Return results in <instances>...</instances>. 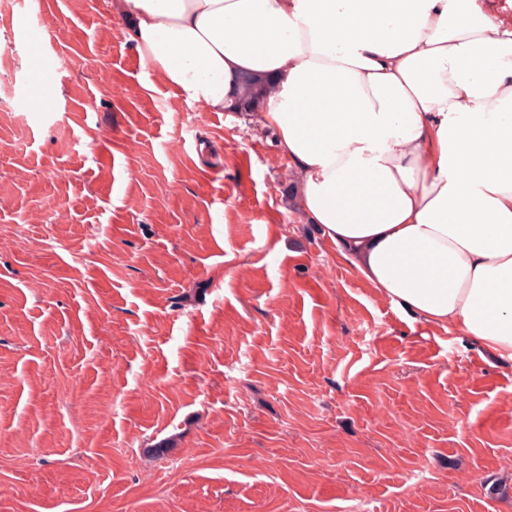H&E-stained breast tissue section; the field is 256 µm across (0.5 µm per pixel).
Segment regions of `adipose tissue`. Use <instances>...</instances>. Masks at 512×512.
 Masks as SVG:
<instances>
[{
    "label": "adipose tissue",
    "mask_w": 512,
    "mask_h": 512,
    "mask_svg": "<svg viewBox=\"0 0 512 512\" xmlns=\"http://www.w3.org/2000/svg\"><path fill=\"white\" fill-rule=\"evenodd\" d=\"M173 95L257 121L382 298L512 360V26L477 0H112ZM273 88L268 84L256 81L251 77H247L242 81L240 92V106L245 112H258L260 101L269 93Z\"/></svg>",
    "instance_id": "1"
}]
</instances>
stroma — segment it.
<instances>
[{
    "mask_svg": "<svg viewBox=\"0 0 512 512\" xmlns=\"http://www.w3.org/2000/svg\"><path fill=\"white\" fill-rule=\"evenodd\" d=\"M296 180L107 0H0V512H512V361L383 299Z\"/></svg>",
    "mask_w": 512,
    "mask_h": 512,
    "instance_id": "1",
    "label": "stroma"
}]
</instances>
